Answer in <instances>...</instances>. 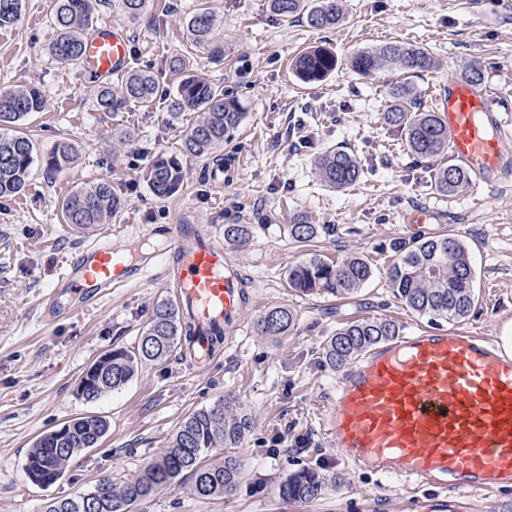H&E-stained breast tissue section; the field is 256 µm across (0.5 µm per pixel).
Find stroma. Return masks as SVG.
<instances>
[{"label":"stroma","instance_id":"1","mask_svg":"<svg viewBox=\"0 0 512 512\" xmlns=\"http://www.w3.org/2000/svg\"><path fill=\"white\" fill-rule=\"evenodd\" d=\"M202 3L213 15L222 57L184 34L185 18ZM52 4L21 0L15 22L0 27V88L35 86L47 100L44 111L23 121L22 131L39 155L62 142L76 150L59 170L35 164L25 193L0 199V512H43L49 502L92 491L99 480L119 485L133 479L168 448L185 416L227 394L254 421L234 450L243 466L236 490L202 500L183 476L134 512H402V484L346 466L323 430L336 374L318 361L321 342L337 325L367 317L386 316L403 328L444 327V320H431L396 298L386 273L392 240L446 231L467 245L476 275L474 307L458 327L503 335L512 327V177L491 183L479 205L468 190L452 197L436 193L403 135L385 120L388 88L403 80L401 68L362 76L348 59L390 42L427 49L437 67L413 80L426 107L435 106L467 65L483 63L485 85L498 92L497 106L512 120V11L495 0H344L345 21L319 30L305 16L275 15L268 0H150L136 21L114 9H94L88 27H125L131 68L151 66L162 92L174 90L166 68L178 57L187 73L239 100L242 119L226 137L224 184L218 187L209 181L212 158L182 152L184 133L201 112L173 120L165 108L135 102L101 111L102 82L78 63H58L48 51L57 37ZM316 46L335 52L338 64L325 79L302 82L292 61ZM333 149L352 153L363 169L344 190L327 186L315 167ZM161 155L178 158L183 174L179 190L166 198L155 196L143 177ZM100 179L126 202L111 221L113 232L133 254L153 259L140 280L45 323V296L62 266L95 234L63 223L61 204ZM423 208L433 209L435 219L406 223ZM296 213L333 230L308 245L295 244L287 225ZM183 222L219 235L225 225H248V234L227 246L245 285L240 325L206 367L193 366L177 350L163 362L140 363L126 385L85 401L78 392L83 372L112 348L137 355L153 308L171 299L175 279L157 255L164 242L143 239V226ZM312 254L328 261L363 257L374 275L344 300L290 291L289 268ZM283 304L298 314L295 330L274 340L256 335L257 316ZM92 415L109 423L101 445L77 454L56 483H31L23 467L36 438ZM278 434L283 440L277 444ZM306 468L337 482L315 500L284 501L279 485Z\"/></svg>","mask_w":512,"mask_h":512}]
</instances>
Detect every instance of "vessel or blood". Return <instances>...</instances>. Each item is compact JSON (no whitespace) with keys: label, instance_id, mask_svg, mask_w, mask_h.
I'll use <instances>...</instances> for the list:
<instances>
[{"label":"vessel or blood","instance_id":"vessel-or-blood-1","mask_svg":"<svg viewBox=\"0 0 512 512\" xmlns=\"http://www.w3.org/2000/svg\"><path fill=\"white\" fill-rule=\"evenodd\" d=\"M125 28L104 22L84 40L81 68L109 82L129 65ZM452 161L475 178L474 194L512 174V125L484 88L452 81L438 99ZM178 271L177 306L199 326L196 366L215 356L212 339L238 326L243 278L223 244L195 224L167 228ZM122 242L100 236L60 275L79 301L140 278ZM324 427L352 469L403 482L410 512L420 490L494 492L512 485V353L499 337L461 328L400 333L367 350L336 378Z\"/></svg>","mask_w":512,"mask_h":512}]
</instances>
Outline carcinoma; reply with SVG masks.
Wrapping results in <instances>:
<instances>
[{
	"label": "carcinoma",
	"instance_id": "cac0c4a2",
	"mask_svg": "<svg viewBox=\"0 0 512 512\" xmlns=\"http://www.w3.org/2000/svg\"><path fill=\"white\" fill-rule=\"evenodd\" d=\"M103 6L120 10L127 18L137 20L146 11L149 0H100ZM270 9L288 18L303 13L308 23L326 29L344 21L342 0H268ZM20 0H0V27L12 24L18 16ZM92 9L90 0H53L52 19L58 37L51 54L68 63L82 56L83 34ZM186 37L192 44L220 53L214 34V19L208 9L201 8L185 21ZM395 64L420 76L436 67L432 54L419 46L389 43L377 48H364L349 60L351 70L369 75ZM336 55L325 47H312L300 53L293 67L305 82L320 81L336 70ZM169 70L179 75L174 93L158 95L159 83L149 70L132 69L125 74L122 96L115 98L104 88L98 97L99 107L110 112L126 101L149 107L157 101L166 105L175 118L186 110H201L204 118L188 128L183 139L184 152L196 157L211 156L224 147V135L242 117V108L224 91L192 76L184 75L179 58L170 60ZM460 78L481 85L485 69L472 63ZM390 106L386 122L404 133L408 151L421 160H428L425 172L443 196H454L466 189L470 174L455 163L432 164V160L448 153V133L439 113L421 107L415 87L409 81L398 82L389 89ZM47 101L35 87L0 90V198L14 197L28 188L29 174L38 155L31 139L18 130L3 133L6 127H18L32 112L45 110ZM74 148L61 144L45 159L46 167L57 169L70 163ZM321 179L330 187L344 189L356 183L361 168L354 155L331 150L315 162ZM153 193L169 197L180 187L182 167L173 157H157L147 171ZM125 200L100 180L72 192L61 205L64 223L79 228L107 224L121 212ZM330 227L312 224L307 216L297 214L288 224V236L307 243ZM396 261L387 270L389 288L407 307L431 318L456 321L466 317L475 302V273L464 243L448 234L424 237L416 242L394 240L390 244ZM373 276L370 263L359 256H346L326 261L314 254L288 270L287 284L302 295H319L344 299L358 292ZM298 321L295 309L286 306L267 308L255 322L257 335L276 339L291 332ZM400 326L387 317H374L346 322L334 329L322 342L321 362L340 372L359 356L381 341L398 335ZM196 335L191 322L180 321L170 303L162 302L152 311L142 336L139 357L122 349H112V357L98 361L97 383L81 396L88 402L125 385L135 374L138 361L159 362L168 358L183 341ZM64 433L53 429L43 433L29 451L24 471L34 484L50 486L64 474L70 460L87 448H94L108 432L107 422L99 416H83L63 425ZM253 429V419L234 397L188 414L172 436L165 452L149 462L133 479L117 486L103 479L86 494L53 501L43 512H133L134 506L158 491L171 487L187 473L192 479V492L200 499H213L232 492L242 479L240 460L232 453ZM212 448L225 450L224 461L209 463L204 453ZM328 478L311 469H302L280 485L279 495L285 500L311 501L321 495Z\"/></svg>",
	"mask_w": 512,
	"mask_h": 512
}]
</instances>
